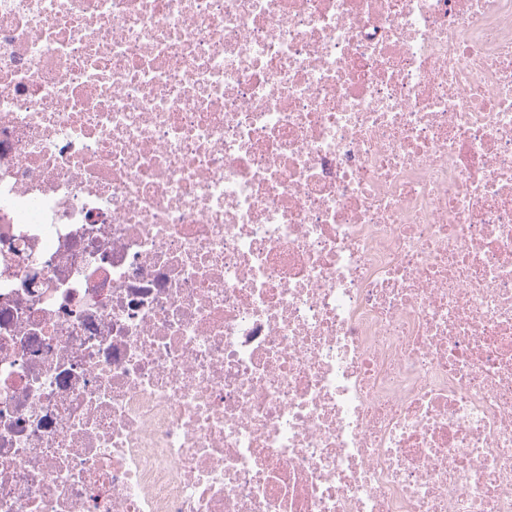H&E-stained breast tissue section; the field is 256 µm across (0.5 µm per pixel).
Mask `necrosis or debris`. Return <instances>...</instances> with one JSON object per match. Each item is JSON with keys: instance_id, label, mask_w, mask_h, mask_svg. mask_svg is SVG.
I'll use <instances>...</instances> for the list:
<instances>
[{"instance_id": "1", "label": "necrosis or debris", "mask_w": 512, "mask_h": 512, "mask_svg": "<svg viewBox=\"0 0 512 512\" xmlns=\"http://www.w3.org/2000/svg\"><path fill=\"white\" fill-rule=\"evenodd\" d=\"M0 512H512V0H0Z\"/></svg>"}]
</instances>
